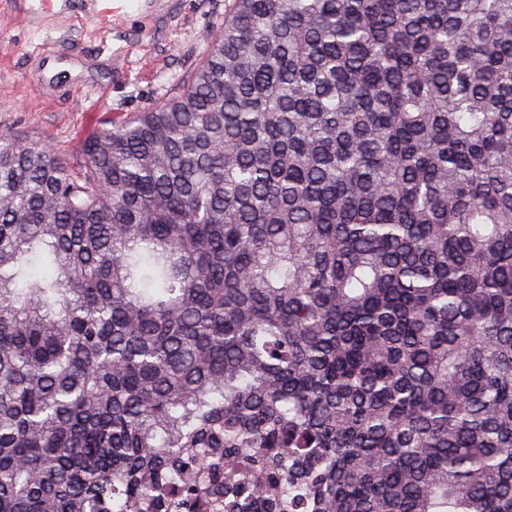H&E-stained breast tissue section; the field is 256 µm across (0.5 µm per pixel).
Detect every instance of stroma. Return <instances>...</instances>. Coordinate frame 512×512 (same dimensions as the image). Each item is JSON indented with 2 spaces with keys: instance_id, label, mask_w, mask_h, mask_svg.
I'll use <instances>...</instances> for the list:
<instances>
[{
  "instance_id": "1",
  "label": "stroma",
  "mask_w": 512,
  "mask_h": 512,
  "mask_svg": "<svg viewBox=\"0 0 512 512\" xmlns=\"http://www.w3.org/2000/svg\"><path fill=\"white\" fill-rule=\"evenodd\" d=\"M224 22V0H0V131L67 163L98 125L174 92Z\"/></svg>"
}]
</instances>
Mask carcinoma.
<instances>
[{"label": "carcinoma", "instance_id": "cac0c4a2", "mask_svg": "<svg viewBox=\"0 0 512 512\" xmlns=\"http://www.w3.org/2000/svg\"><path fill=\"white\" fill-rule=\"evenodd\" d=\"M82 155L0 132V512H512V0H229Z\"/></svg>", "mask_w": 512, "mask_h": 512}]
</instances>
